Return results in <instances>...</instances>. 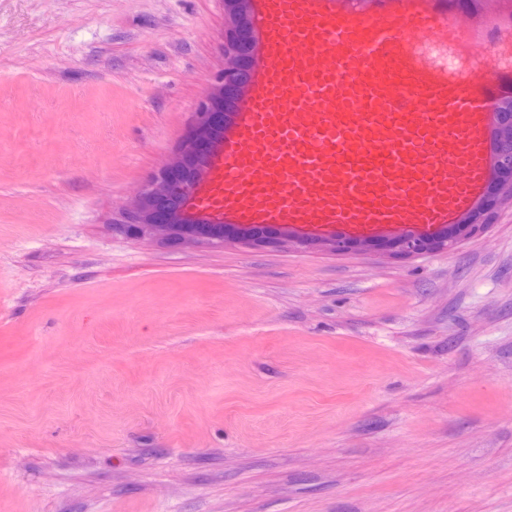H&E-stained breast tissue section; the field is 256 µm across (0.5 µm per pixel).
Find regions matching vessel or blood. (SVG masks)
I'll list each match as a JSON object with an SVG mask.
<instances>
[{
	"label": "vessel or blood",
	"instance_id": "b4317fda",
	"mask_svg": "<svg viewBox=\"0 0 512 512\" xmlns=\"http://www.w3.org/2000/svg\"><path fill=\"white\" fill-rule=\"evenodd\" d=\"M469 0H252L248 79L185 213L341 241L424 238L485 199L512 75L455 78L421 40L470 53Z\"/></svg>",
	"mask_w": 512,
	"mask_h": 512
}]
</instances>
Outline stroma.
Returning a JSON list of instances; mask_svg holds the SVG:
<instances>
[{
  "label": "stroma",
  "mask_w": 512,
  "mask_h": 512,
  "mask_svg": "<svg viewBox=\"0 0 512 512\" xmlns=\"http://www.w3.org/2000/svg\"><path fill=\"white\" fill-rule=\"evenodd\" d=\"M225 0H0V512H512V200L452 250L115 231Z\"/></svg>",
  "instance_id": "1"
}]
</instances>
